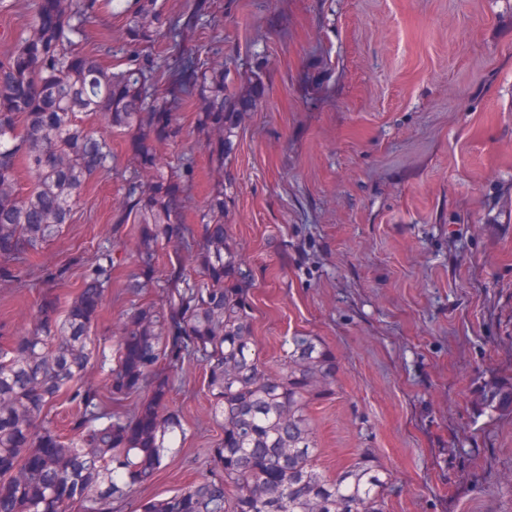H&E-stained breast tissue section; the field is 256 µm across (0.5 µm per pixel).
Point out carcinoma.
I'll return each mask as SVG.
<instances>
[{
	"instance_id": "carcinoma-1",
	"label": "carcinoma",
	"mask_w": 512,
	"mask_h": 512,
	"mask_svg": "<svg viewBox=\"0 0 512 512\" xmlns=\"http://www.w3.org/2000/svg\"><path fill=\"white\" fill-rule=\"evenodd\" d=\"M125 17L123 46L168 47L173 80H154L146 51L112 70L73 36L100 0H36L29 33L0 55V280L18 281L29 257L70 223L88 184L117 167L112 134L126 138L129 165L114 232L133 225V297L122 312L114 353L91 345L90 331L112 287L117 242L82 263L77 294L60 308L41 298L33 326L0 343V512H112V502L153 479L185 436L166 405L169 377L195 362L222 437L209 474L135 512H386L391 474L375 449L359 448L333 476L317 467L312 405L338 394L336 356L318 337H285L279 370L268 371L253 333V270L224 224V186L208 198L195 237L186 224L192 157L163 170L158 147L180 134L174 111L189 102L215 168L264 91L255 63L244 95L228 80L236 60L211 63L189 45L197 24L165 20L155 0H112ZM30 179L21 191L20 172ZM172 250L158 274L160 254ZM162 289V300L149 298ZM107 368L106 390L85 382ZM146 399L131 408L143 392ZM67 433L43 420L60 397Z\"/></svg>"
}]
</instances>
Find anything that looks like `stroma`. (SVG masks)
<instances>
[{"label":"stroma","mask_w":512,"mask_h":512,"mask_svg":"<svg viewBox=\"0 0 512 512\" xmlns=\"http://www.w3.org/2000/svg\"><path fill=\"white\" fill-rule=\"evenodd\" d=\"M197 43L265 57L264 94L223 170L192 132L160 149L195 159L185 220L216 184L256 272L254 334L269 370L285 336L321 337L340 393L313 405L317 464L359 448L390 472L387 512H512V0H208ZM33 0H0V54ZM123 19L103 9L80 40L113 65ZM119 175L96 177L21 282L0 281V334L31 326L44 267L112 240ZM127 268L92 338L114 348ZM186 439L117 512L201 479L222 436L202 370L174 376Z\"/></svg>","instance_id":"1"}]
</instances>
